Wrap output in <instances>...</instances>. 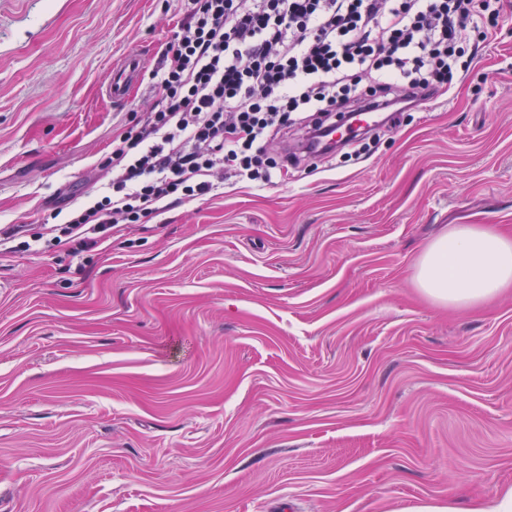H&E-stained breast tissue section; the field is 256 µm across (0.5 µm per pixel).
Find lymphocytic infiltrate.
Returning a JSON list of instances; mask_svg holds the SVG:
<instances>
[{
  "label": "lymphocytic infiltrate",
  "instance_id": "obj_1",
  "mask_svg": "<svg viewBox=\"0 0 512 512\" xmlns=\"http://www.w3.org/2000/svg\"><path fill=\"white\" fill-rule=\"evenodd\" d=\"M506 21L504 0H186L149 72L158 101L113 135L105 190L51 211V242L78 259L225 178L268 184L300 160L343 156L327 125L448 94ZM292 126L300 150L272 156Z\"/></svg>",
  "mask_w": 512,
  "mask_h": 512
}]
</instances>
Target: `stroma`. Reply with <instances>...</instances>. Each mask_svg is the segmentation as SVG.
Returning <instances> with one entry per match:
<instances>
[{"label": "stroma", "mask_w": 512, "mask_h": 512, "mask_svg": "<svg viewBox=\"0 0 512 512\" xmlns=\"http://www.w3.org/2000/svg\"><path fill=\"white\" fill-rule=\"evenodd\" d=\"M182 0H0V228L104 186L99 164ZM464 224L512 237V23L452 94L370 149L115 230L0 245V512H469L512 486V289L414 281ZM141 69L142 64L137 58L127 60L120 69H114L105 89L106 97L112 102L125 100Z\"/></svg>", "instance_id": "1"}]
</instances>
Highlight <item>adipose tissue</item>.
<instances>
[{
    "label": "adipose tissue",
    "instance_id": "1",
    "mask_svg": "<svg viewBox=\"0 0 512 512\" xmlns=\"http://www.w3.org/2000/svg\"><path fill=\"white\" fill-rule=\"evenodd\" d=\"M415 283L441 304L482 303L512 285V239L490 224L452 228L425 249Z\"/></svg>",
    "mask_w": 512,
    "mask_h": 512
}]
</instances>
